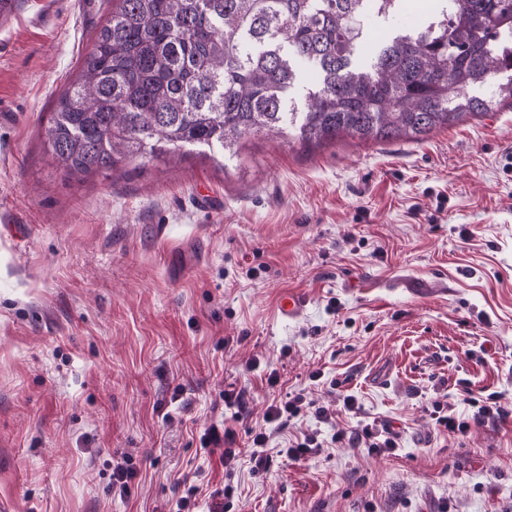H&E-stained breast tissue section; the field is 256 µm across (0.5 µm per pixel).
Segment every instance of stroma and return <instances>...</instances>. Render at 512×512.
<instances>
[{"mask_svg":"<svg viewBox=\"0 0 512 512\" xmlns=\"http://www.w3.org/2000/svg\"><path fill=\"white\" fill-rule=\"evenodd\" d=\"M111 10L15 0L0 18L7 512H168L200 465L236 512H512V414L458 437L426 411L483 390L512 411V106L418 142L255 135L220 164L189 146L71 176L45 133ZM288 290L308 299L293 321L275 314ZM228 383L250 404L231 424L244 453L275 393L299 390L337 427L393 424L401 447L292 459L307 415L273 434L268 472L226 470L199 447ZM125 455L140 473L122 498ZM121 460L116 463L113 461L112 464V491L124 498L130 494V487L137 475V470L128 458L122 457Z\"/></svg>","mask_w":512,"mask_h":512,"instance_id":"35a3bbf8","label":"stroma"}]
</instances>
